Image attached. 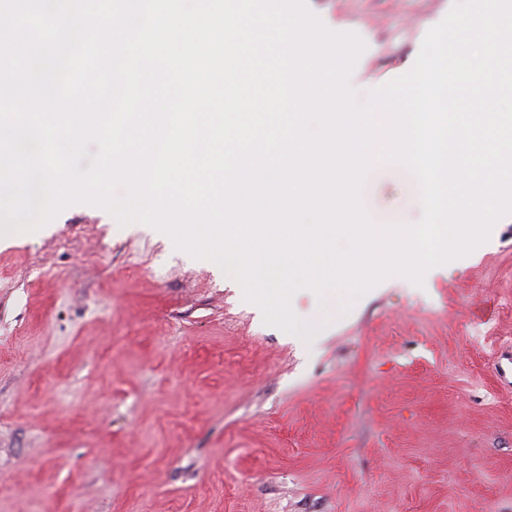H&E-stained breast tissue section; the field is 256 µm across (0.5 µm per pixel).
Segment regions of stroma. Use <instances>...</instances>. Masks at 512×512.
Instances as JSON below:
<instances>
[{
    "label": "stroma",
    "mask_w": 512,
    "mask_h": 512,
    "mask_svg": "<svg viewBox=\"0 0 512 512\" xmlns=\"http://www.w3.org/2000/svg\"><path fill=\"white\" fill-rule=\"evenodd\" d=\"M304 3L369 95L455 0ZM367 203L403 208L391 166ZM0 512H512V214L307 343L100 206L0 236Z\"/></svg>",
    "instance_id": "35a3bbf8"
}]
</instances>
